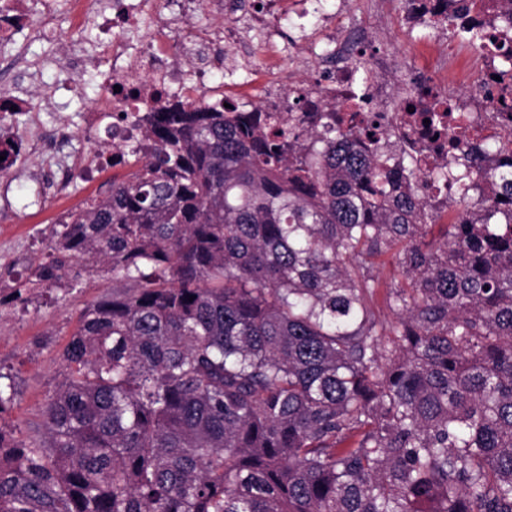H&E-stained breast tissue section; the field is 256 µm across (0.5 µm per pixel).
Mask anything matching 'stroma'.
Masks as SVG:
<instances>
[{"mask_svg": "<svg viewBox=\"0 0 512 512\" xmlns=\"http://www.w3.org/2000/svg\"><path fill=\"white\" fill-rule=\"evenodd\" d=\"M399 7L398 0H388L383 17L354 10L343 22L381 29L380 40L393 52L406 79L413 69L423 67L431 54L452 58L460 52L459 40L446 39L431 48L424 30L402 32L397 24ZM70 10V0H61L56 19L57 44L35 36L33 29L39 24L35 17L31 18V28L25 31L23 41L30 60L39 62L52 56L59 60L58 65L46 68L42 74L44 83L58 89L56 106L38 118L48 127L58 123L70 127L73 136L64 151L77 162L88 154L90 143L109 142L104 130L91 131L84 124V110L96 101L107 59L101 52L104 31L91 18L82 29L73 30ZM73 39L84 47L89 66L74 68L62 62V45ZM126 176V170L107 169L90 183L73 180L69 194L57 198L43 196L41 171L0 178V203L7 206L0 215V373L8 374L16 389L4 419L21 430L41 424L45 400L64 380L61 353L80 314L111 294L112 276L107 272L78 278L69 274L49 288L24 290L20 284L37 265L51 261L49 244L61 229L62 217L84 199L106 193L113 181Z\"/></svg>", "mask_w": 512, "mask_h": 512, "instance_id": "1", "label": "stroma"}]
</instances>
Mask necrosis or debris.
<instances>
[{"instance_id": "necrosis-or-debris-1", "label": "necrosis or debris", "mask_w": 512, "mask_h": 512, "mask_svg": "<svg viewBox=\"0 0 512 512\" xmlns=\"http://www.w3.org/2000/svg\"><path fill=\"white\" fill-rule=\"evenodd\" d=\"M169 0H112V40L102 48L110 68L100 86L102 106L85 113L86 127L93 128L104 118L126 129L129 113L159 110L172 96L184 103L202 100L203 89L211 80L215 61L212 46L233 48L238 30L221 22L206 33L194 31L187 17L166 13ZM273 9L260 19L268 35L263 45L269 63L292 62L305 76L284 85L264 78L256 81L251 98L236 99L238 111L256 109L281 113L296 126L312 130L314 113L347 125L380 116L400 139L402 152L397 164H411L428 170L447 169L449 141L465 142L480 136L489 141L500 138L507 123L486 124L484 114L491 110L489 96L494 89L495 58L490 48L477 49L476 60L465 57L430 58L427 70L418 73L406 96L395 98L396 60L376 54L370 62L372 75H360L354 64L353 49L336 24L349 11L350 0H339L335 11L322 7L323 0H274ZM402 20L407 27H423L432 40L448 34L446 16L455 13L459 22L481 23L485 36L500 39L512 33V11L472 9L469 0H402ZM55 0H0V54L19 48L21 31L31 16H38L45 38L57 35ZM322 21L301 39L284 38L283 24L301 21L312 14ZM480 81L484 92L466 93V86ZM438 110L445 115V140L434 142L423 134L422 114Z\"/></svg>"}]
</instances>
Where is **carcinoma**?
<instances>
[{"instance_id":"cac0c4a2","label":"carcinoma","mask_w":512,"mask_h":512,"mask_svg":"<svg viewBox=\"0 0 512 512\" xmlns=\"http://www.w3.org/2000/svg\"><path fill=\"white\" fill-rule=\"evenodd\" d=\"M147 123L32 272L109 265L112 297L43 435L0 425V512H512V161L441 209L389 129L368 156L353 125L205 101ZM387 253L391 321L365 267Z\"/></svg>"}]
</instances>
